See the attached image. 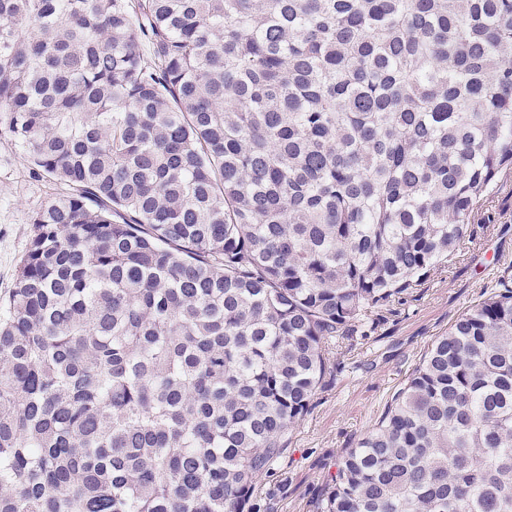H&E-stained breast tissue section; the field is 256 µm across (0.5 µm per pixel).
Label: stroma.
<instances>
[{
    "mask_svg": "<svg viewBox=\"0 0 512 512\" xmlns=\"http://www.w3.org/2000/svg\"><path fill=\"white\" fill-rule=\"evenodd\" d=\"M65 190L50 177L34 176L0 134V298L15 286L33 213ZM469 231L473 240L453 265L389 314L368 344L352 349L348 370L316 395L289 432L283 457L259 482L265 512H314L327 475L378 423L432 342L483 299L503 270L512 271V175L483 199Z\"/></svg>",
    "mask_w": 512,
    "mask_h": 512,
    "instance_id": "stroma-1",
    "label": "stroma"
}]
</instances>
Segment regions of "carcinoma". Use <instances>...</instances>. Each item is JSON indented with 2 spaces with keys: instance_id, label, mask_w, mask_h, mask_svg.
<instances>
[{
  "instance_id": "cac0c4a2",
  "label": "carcinoma",
  "mask_w": 512,
  "mask_h": 512,
  "mask_svg": "<svg viewBox=\"0 0 512 512\" xmlns=\"http://www.w3.org/2000/svg\"><path fill=\"white\" fill-rule=\"evenodd\" d=\"M0 131L71 188L0 317V512H260L512 173V0H0ZM315 509L512 512V276Z\"/></svg>"
}]
</instances>
